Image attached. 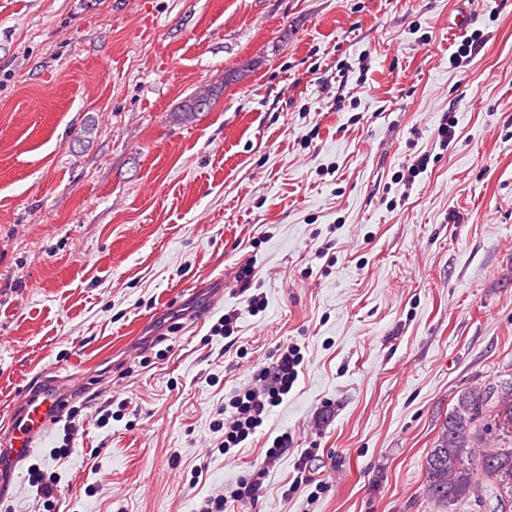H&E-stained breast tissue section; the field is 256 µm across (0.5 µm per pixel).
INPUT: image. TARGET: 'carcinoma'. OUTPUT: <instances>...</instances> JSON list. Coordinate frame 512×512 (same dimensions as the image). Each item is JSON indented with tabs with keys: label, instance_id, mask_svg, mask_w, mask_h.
<instances>
[{
	"label": "carcinoma",
	"instance_id": "1",
	"mask_svg": "<svg viewBox=\"0 0 512 512\" xmlns=\"http://www.w3.org/2000/svg\"><path fill=\"white\" fill-rule=\"evenodd\" d=\"M423 495L443 508L512 500V375L457 395L424 463Z\"/></svg>",
	"mask_w": 512,
	"mask_h": 512
}]
</instances>
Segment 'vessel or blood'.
I'll return each instance as SVG.
<instances>
[{
  "mask_svg": "<svg viewBox=\"0 0 512 512\" xmlns=\"http://www.w3.org/2000/svg\"><path fill=\"white\" fill-rule=\"evenodd\" d=\"M63 409L51 389L27 396L19 414L8 421V446L14 463H24L62 416Z\"/></svg>",
  "mask_w": 512,
  "mask_h": 512,
  "instance_id": "obj_1",
  "label": "vessel or blood"
}]
</instances>
